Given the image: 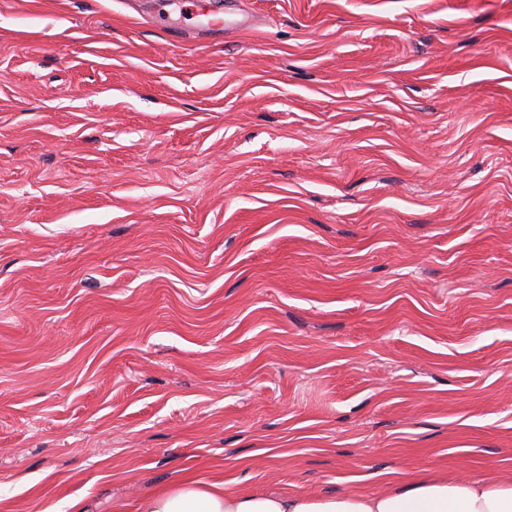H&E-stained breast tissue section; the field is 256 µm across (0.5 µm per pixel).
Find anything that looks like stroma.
Instances as JSON below:
<instances>
[{"instance_id":"stroma-1","label":"stroma","mask_w":512,"mask_h":512,"mask_svg":"<svg viewBox=\"0 0 512 512\" xmlns=\"http://www.w3.org/2000/svg\"><path fill=\"white\" fill-rule=\"evenodd\" d=\"M216 2L0 0V512L512 475V0ZM201 5H199L200 8V16L204 18V21L201 22L202 26H212L217 29H223L225 26H231L227 27L226 30L229 29H235L236 28H245L250 24V18L247 15H243L240 19H237L234 21L233 24H229L227 21L223 20V17L221 16V11H216L212 9L210 6V3H207L205 1H201Z\"/></svg>"}]
</instances>
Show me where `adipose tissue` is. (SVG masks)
I'll list each match as a JSON object with an SVG mask.
<instances>
[{"label": "adipose tissue", "instance_id": "adipose-tissue-1", "mask_svg": "<svg viewBox=\"0 0 512 512\" xmlns=\"http://www.w3.org/2000/svg\"><path fill=\"white\" fill-rule=\"evenodd\" d=\"M136 512H512V479L424 475L372 492L311 496L230 492L220 480L184 478L143 497Z\"/></svg>", "mask_w": 512, "mask_h": 512}]
</instances>
